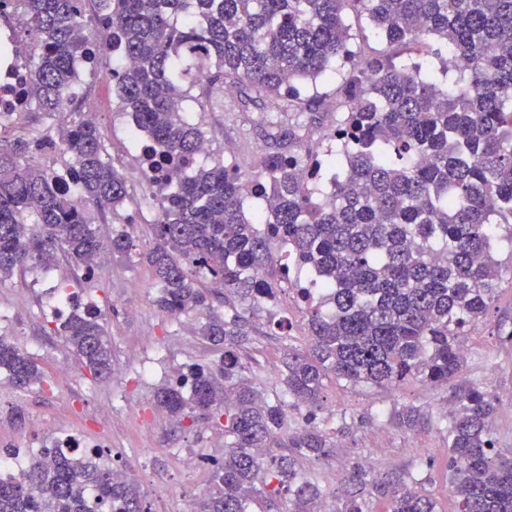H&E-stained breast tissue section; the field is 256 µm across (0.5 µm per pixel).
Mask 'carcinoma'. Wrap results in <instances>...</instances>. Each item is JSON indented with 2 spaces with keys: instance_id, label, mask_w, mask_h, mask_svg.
Instances as JSON below:
<instances>
[{
  "instance_id": "obj_1",
  "label": "carcinoma",
  "mask_w": 512,
  "mask_h": 512,
  "mask_svg": "<svg viewBox=\"0 0 512 512\" xmlns=\"http://www.w3.org/2000/svg\"><path fill=\"white\" fill-rule=\"evenodd\" d=\"M26 38L41 52L25 66L42 139H58L64 168L35 167L34 141L0 146V283L16 269L43 270L65 257L90 273V256L130 254L126 231L104 237L87 207L115 212L129 197L123 173L104 161L106 136L93 122H54L68 111L75 65L94 59L115 81L132 138L151 140L156 245L146 260L156 305L179 317L209 309L194 273L224 294L199 335L224 345L214 365L189 364L159 388L156 404L180 421L224 418V457L211 466L199 512H318L328 492L300 461L326 463L336 444L317 421L329 378L376 388L409 381L442 386L467 364L462 337L494 303L512 264L496 258L512 243V0H22ZM366 20L380 48L351 43L349 13ZM131 65L111 66V42ZM443 61L457 78L438 81L404 53ZM352 69L340 88L336 126L324 134L336 154L314 151L305 128L320 96L303 85ZM225 87L266 105V151L247 180L221 161L199 165L205 139L185 113L205 111ZM337 169L333 199L315 205L324 170ZM260 187L264 215L245 210ZM288 260L268 278L274 247ZM294 290L308 320L304 348L284 347V390L268 401L243 377L250 343L247 310ZM79 362L112 374L103 318L86 310L56 323ZM16 387L42 382L36 362L0 336V372ZM497 399L471 382L444 416L448 481L456 512H512V448L491 429ZM305 410L288 453L269 455L288 410ZM105 452L57 448L29 457L21 476L0 479V512H152L132 477L116 480ZM407 472L373 473L354 462L333 493L332 512H371L367 488L387 512H437Z\"/></svg>"
}]
</instances>
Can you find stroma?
I'll return each mask as SVG.
<instances>
[{"label": "stroma", "mask_w": 512, "mask_h": 512, "mask_svg": "<svg viewBox=\"0 0 512 512\" xmlns=\"http://www.w3.org/2000/svg\"><path fill=\"white\" fill-rule=\"evenodd\" d=\"M84 93L97 100L100 124L108 136L106 159L124 174L131 196L141 194L143 165L130 142L133 126L128 113L117 109V88L95 73L86 78ZM186 107L212 143L203 164L220 160L243 174L256 171L264 145L259 106L236 112L230 98L212 99L208 111L194 102ZM156 210L141 203L138 222L131 230L135 247L130 255L111 257L89 280L73 278L67 265L47 272L15 273L0 285V335L31 355L44 373L41 383L16 388L0 373V450L36 447L45 425L104 443L115 466L124 468L147 494L152 512H197L211 488L205 466L184 468L181 459L219 455L224 451V429L211 422L173 423L154 404L158 388L168 383L185 364L218 361V346L198 336L196 327L208 315L200 310L175 318L155 304L157 290L145 255L156 244L152 226ZM70 281L74 292L89 299L104 319L112 341L111 376L92 378L55 333L48 309L52 284ZM276 315L292 322L290 340L271 328ZM249 318L254 327L244 357L254 367L252 383L264 397L281 388L280 357L284 345L307 343L306 318L289 293L279 295L276 306L259 305ZM512 331V284L503 283L494 305L463 338L468 365L460 380L485 385L499 400L494 422L500 447L512 448V346L502 336ZM70 370L61 378L59 365ZM454 386L424 387L407 383L396 389L328 380L323 394L322 419L334 432L336 457L327 463H305L304 468L328 491H335L341 472L359 461L377 472H421L423 491L439 512H454L456 500L448 483L446 433L438 420L451 408ZM413 405L423 419L407 427L392 419L395 409Z\"/></svg>", "instance_id": "obj_1"}]
</instances>
